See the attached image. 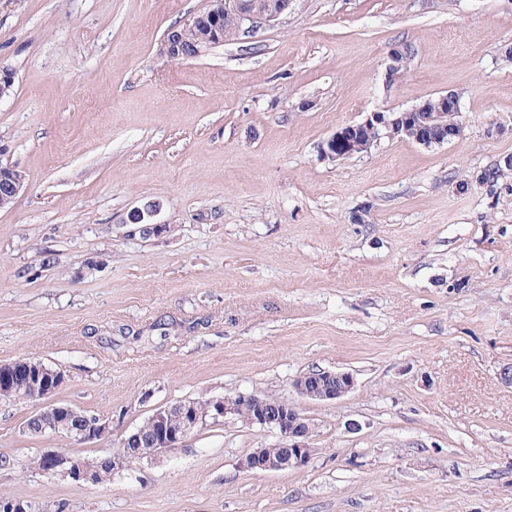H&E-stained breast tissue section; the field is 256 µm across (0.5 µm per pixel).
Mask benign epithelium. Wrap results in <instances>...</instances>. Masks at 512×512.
Returning a JSON list of instances; mask_svg holds the SVG:
<instances>
[{"mask_svg": "<svg viewBox=\"0 0 512 512\" xmlns=\"http://www.w3.org/2000/svg\"><path fill=\"white\" fill-rule=\"evenodd\" d=\"M293 6L294 0H212L211 15L216 20L226 13L231 14L238 20L242 33L253 34L257 29L277 22ZM195 23L196 19L192 18L181 26L169 28L160 42L159 54L170 62L203 55L199 49L192 55L187 54L183 39V30ZM389 58L388 75L393 77L403 67L405 48H392ZM460 112V96L451 90L403 111H373L365 120L337 129L321 144V154L333 161L344 160L368 150L383 136L408 140L425 148L439 146L461 135L462 126L450 120ZM3 155L4 149L0 148V209L16 201L26 181L21 169L1 160ZM157 211V205L148 204L131 213L130 221L138 226L142 236H158L169 228L167 224L153 222ZM20 365L23 366L29 392L34 399L51 398L64 382L61 372L40 361L1 363V400L12 399L9 375ZM354 386L355 380L351 374L328 370L305 373L293 382L300 396L322 402L339 399L352 391ZM228 415L275 432L280 439L279 447L274 452L267 448H256L249 453L240 463L245 470L278 472L298 469L305 466L315 452L310 444L313 425L288 401H271L258 395H226L206 404L184 400L156 409L145 421L149 431L138 428L121 440L122 451L98 463L59 453L45 454L42 460L48 472L62 471L75 481L97 484L100 467L116 471L133 461L176 448L207 420L216 421ZM36 418L44 434H73L82 441L101 439L110 434L109 425L101 422L100 418L71 407L49 404L39 411Z\"/></svg>", "mask_w": 512, "mask_h": 512, "instance_id": "7a95c632", "label": "benign epithelium"}]
</instances>
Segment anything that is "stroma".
Wrapping results in <instances>:
<instances>
[{
    "label": "stroma",
    "mask_w": 512,
    "mask_h": 512,
    "mask_svg": "<svg viewBox=\"0 0 512 512\" xmlns=\"http://www.w3.org/2000/svg\"><path fill=\"white\" fill-rule=\"evenodd\" d=\"M209 0H0V363L60 371L57 405L107 437L29 433L0 402V499L27 512H512V0H295L279 23L169 62ZM405 68L387 79L391 48ZM463 134L339 127L438 94ZM159 203L169 230L129 213ZM351 373L332 402L292 387ZM257 394L314 426L304 467L240 462L278 438L234 418L91 485L46 453L112 455L155 409ZM196 18L193 17L183 25H177L169 28L160 42L158 52L170 62H177L187 58H196L204 54L203 51L196 49L192 55L187 54L186 45L183 39V32L185 29L194 25ZM182 27V29H180ZM460 112V96L451 90L403 111H373L362 122L337 129L321 144V154L332 161L344 160L367 151L383 136L408 140L425 148L439 146L461 135L462 126L448 121ZM4 149L0 148V209L12 205L24 190L26 175L13 164L3 162ZM159 206L148 204L143 208H136L130 215L132 224L138 225V231L143 237L158 236L166 232L168 225L153 222Z\"/></svg>",
    "instance_id": "obj_1"
}]
</instances>
